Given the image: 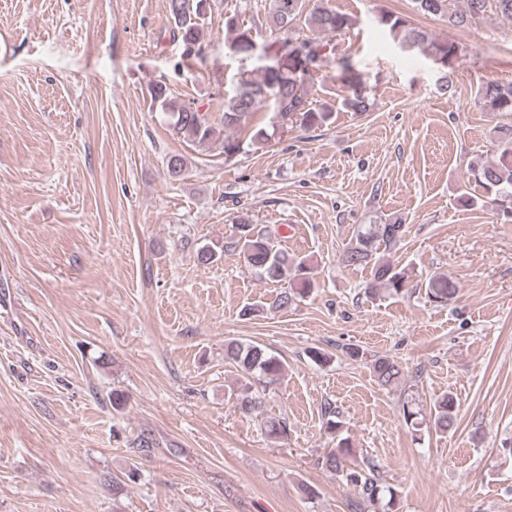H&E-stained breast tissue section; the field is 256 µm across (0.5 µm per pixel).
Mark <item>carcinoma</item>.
Returning a JSON list of instances; mask_svg holds the SVG:
<instances>
[{"label": "carcinoma", "instance_id": "cac0c4a2", "mask_svg": "<svg viewBox=\"0 0 512 512\" xmlns=\"http://www.w3.org/2000/svg\"><path fill=\"white\" fill-rule=\"evenodd\" d=\"M416 9L431 16L448 18V24L464 27L479 23L494 15L512 25V0H463L460 10L449 8V0H414ZM168 9L174 24L173 38L184 46L189 57L201 46L204 20L211 9L210 0H168ZM314 33H339L353 25V19L318 2L308 7L307 0H270L269 22L271 33L278 40H288V53L278 60V66L261 67L256 78L243 77L229 98L219 104L224 129L247 126L248 138L242 140L224 137V162H232L246 152V148L259 149L267 145L278 129L299 124L306 129L327 123L332 112L317 109L309 101L308 80L316 64L320 47L314 40L296 41L292 29L299 20ZM377 23L394 38H403L411 44L426 45V53L449 67L459 58V46L450 40H430L423 33L400 36L407 20L394 14H381ZM224 28L232 35L229 49L244 58L257 49L255 26H246L238 15H224ZM343 86L346 87L344 105L354 112H364L369 105L370 88L350 63L343 66ZM151 106L159 108L170 119L176 133L197 146H208L215 137L216 127L209 112L194 102H180L172 97L167 86L157 83L149 88ZM482 107L501 117H512V87H503L490 81L477 91ZM269 104L270 123L246 125L257 107ZM498 143L499 155L495 162L476 165L470 176L483 188L484 203L496 207L512 222V120L492 128ZM405 232L404 222L391 219L384 224H369L352 235L344 246L340 259L346 266L369 267L372 278L366 293L374 297L380 293L392 296L404 294L409 288L407 269L385 259V253L398 247ZM233 246L239 251L244 266L270 281L288 280L289 288L281 292L270 304L272 309H285L295 301L308 297L315 288L311 264L305 257L290 255L275 244L272 236L242 219L235 225ZM459 288L446 274H435L424 284V296L435 306H446L456 298ZM224 362L231 366L236 378L232 394L236 406L245 416H263L266 434L276 440L288 438V420L281 416L263 414L261 393L279 383L286 365L277 356L258 343L229 341L224 345ZM373 377L383 388L396 387L404 378L403 369L393 359L378 356L371 361ZM456 404L453 395L444 394L437 399L430 413L435 431L447 433L455 425ZM353 454L349 438H341L336 447L319 460L321 467L334 473L339 481L356 495L355 512H393L398 492L380 481L376 466L361 468L348 463Z\"/></svg>", "mask_w": 512, "mask_h": 512}]
</instances>
